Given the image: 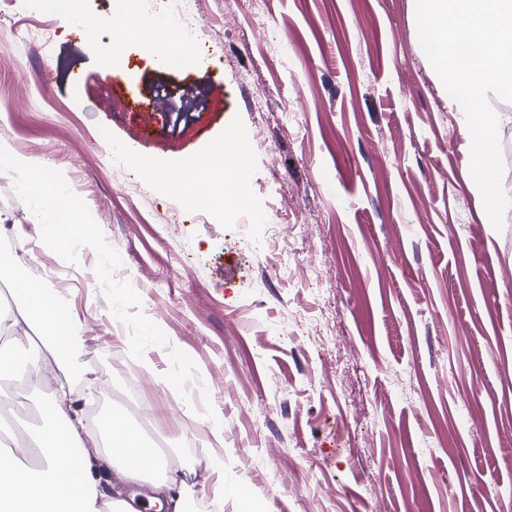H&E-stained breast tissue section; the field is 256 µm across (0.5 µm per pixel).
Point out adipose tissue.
<instances>
[{"mask_svg": "<svg viewBox=\"0 0 512 512\" xmlns=\"http://www.w3.org/2000/svg\"><path fill=\"white\" fill-rule=\"evenodd\" d=\"M130 27L136 36L150 40L148 56L154 65L168 67L176 56L183 63L198 65L189 44L158 32L154 18L138 16ZM243 149L238 133L231 130L198 160L202 167L224 164L231 173L228 186L240 203L248 198ZM33 221L55 225L49 243L60 250L84 230L83 225L74 223L72 206L63 195L53 208L37 212ZM12 284L18 302L8 315H0V337H14L21 326L27 334L16 354L0 355V378L21 372L29 381L53 383L54 389L42 404L41 427L30 439L31 445L43 452L37 468L24 467L12 455L6 437H0V512H103L101 485L109 468L129 483L150 479L149 505L183 512L182 500L172 495L165 476V459L153 455L154 444L137 421L122 411L113 414L104 425L107 442L102 445L88 435L79 415L67 412L71 388L66 365L73 339L82 329L78 316L59 304L40 282L14 277ZM42 346L47 348V356H38ZM73 454L78 465L71 469L67 459Z\"/></svg>", "mask_w": 512, "mask_h": 512, "instance_id": "ef3b65f1", "label": "adipose tissue"}]
</instances>
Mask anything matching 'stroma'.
Returning a JSON list of instances; mask_svg holds the SVG:
<instances>
[{"label":"stroma","mask_w":512,"mask_h":512,"mask_svg":"<svg viewBox=\"0 0 512 512\" xmlns=\"http://www.w3.org/2000/svg\"><path fill=\"white\" fill-rule=\"evenodd\" d=\"M120 12L80 0L65 22L43 0H0V143L50 188L0 170V252L83 324L71 411L86 413L87 379L102 410L139 382L187 512L210 506L218 453L257 512H502L512 208L502 230L486 224L410 0H198L203 69L153 66L134 38L114 53ZM260 19L288 47L267 49ZM230 129L248 148L246 208L191 206L155 178L188 172ZM116 143L151 170L114 173ZM60 191L90 227L66 251L31 221ZM279 208L281 241L307 244L286 279L264 246ZM169 373L193 409L158 388Z\"/></svg>","instance_id":"obj_1"}]
</instances>
